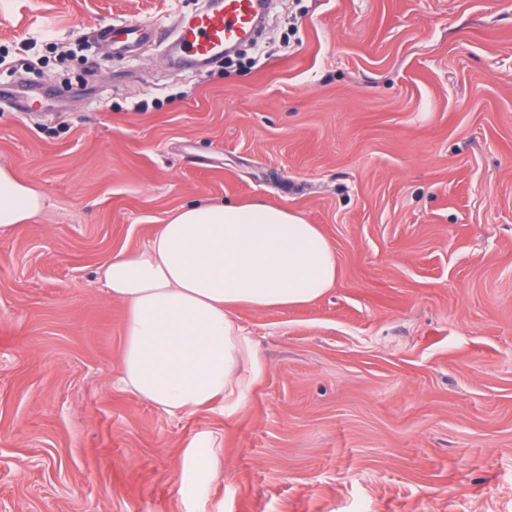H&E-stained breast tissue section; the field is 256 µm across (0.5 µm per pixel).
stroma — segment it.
Returning <instances> with one entry per match:
<instances>
[{
	"label": "stroma",
	"mask_w": 512,
	"mask_h": 512,
	"mask_svg": "<svg viewBox=\"0 0 512 512\" xmlns=\"http://www.w3.org/2000/svg\"><path fill=\"white\" fill-rule=\"evenodd\" d=\"M202 0H0V512H512V0H268L264 55L171 58ZM163 28L132 51L99 28ZM318 225L337 278L235 310L238 403L119 382L97 279L196 203ZM196 448L216 465L199 472ZM44 206L40 190L18 179L8 166H0V233L26 224Z\"/></svg>",
	"instance_id": "obj_1"
}]
</instances>
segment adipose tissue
Instances as JSON below:
<instances>
[{
	"instance_id": "ef3b65f1",
	"label": "adipose tissue",
	"mask_w": 512,
	"mask_h": 512,
	"mask_svg": "<svg viewBox=\"0 0 512 512\" xmlns=\"http://www.w3.org/2000/svg\"><path fill=\"white\" fill-rule=\"evenodd\" d=\"M43 193L0 166V233L26 224ZM127 309L121 380L159 411L181 416L236 402L237 369L255 354L233 315L304 305L334 286L336 254L317 225L263 203H198L148 243L99 268Z\"/></svg>"
}]
</instances>
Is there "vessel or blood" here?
Returning a JSON list of instances; mask_svg holds the SVG:
<instances>
[{
  "label": "vessel or blood",
  "instance_id": "b4317fda",
  "mask_svg": "<svg viewBox=\"0 0 512 512\" xmlns=\"http://www.w3.org/2000/svg\"><path fill=\"white\" fill-rule=\"evenodd\" d=\"M263 8L262 0H213L180 33L179 44L191 60H203L251 35ZM155 25L128 21L112 26L115 37L135 42L149 38Z\"/></svg>",
  "mask_w": 512,
  "mask_h": 512
}]
</instances>
